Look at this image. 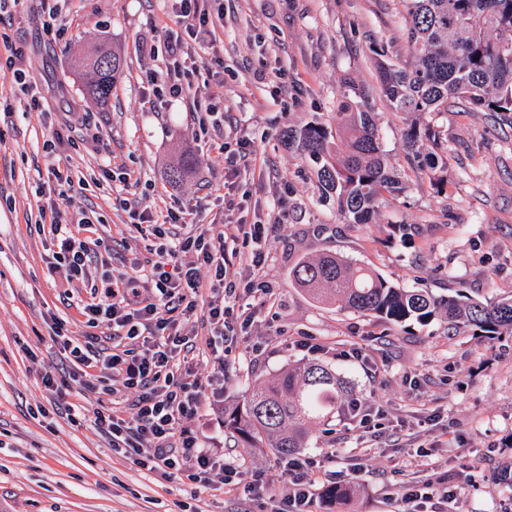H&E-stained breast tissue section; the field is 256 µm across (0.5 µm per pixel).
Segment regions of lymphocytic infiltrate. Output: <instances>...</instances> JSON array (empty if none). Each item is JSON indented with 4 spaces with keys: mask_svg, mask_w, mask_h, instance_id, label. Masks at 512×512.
<instances>
[{
    "mask_svg": "<svg viewBox=\"0 0 512 512\" xmlns=\"http://www.w3.org/2000/svg\"><path fill=\"white\" fill-rule=\"evenodd\" d=\"M180 32L166 41V74L155 88L156 98H185L192 93L197 65L193 46H206L224 15L216 0H171ZM131 224L141 237L159 240L150 257L132 259L112 268V249L102 239L75 233L73 224L88 225L81 215L68 219L58 203L41 208L55 246L49 274L91 282L89 300L80 302L86 332L70 334L63 321L50 318L52 342L68 354L69 373L55 369L40 373L54 398L52 407H38L48 418L64 410L71 425H89L105 437L113 455L138 470L200 492L245 490L264 502L262 512H315V477L323 468L317 455L298 454L280 459V493L267 491L262 478L244 480L239 466L223 452L206 445L191 428L204 410L205 399L224 401V356L252 323L255 306L274 307L273 288L258 282L265 261L263 246L270 225L241 224L225 235L213 224H200L187 212L170 211L162 221L152 212L130 208ZM244 256L236 278L227 276L228 255ZM206 308L207 334L193 348L187 318L197 305ZM107 329L111 348L100 345L99 329ZM213 366L201 377L194 357ZM131 394L129 409L100 407L87 410L83 397L92 394Z\"/></svg>",
    "mask_w": 512,
    "mask_h": 512,
    "instance_id": "f902f5d3",
    "label": "lymphocytic infiltrate"
}]
</instances>
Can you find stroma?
Wrapping results in <instances>:
<instances>
[{
  "label": "stroma",
  "instance_id": "1",
  "mask_svg": "<svg viewBox=\"0 0 512 512\" xmlns=\"http://www.w3.org/2000/svg\"><path fill=\"white\" fill-rule=\"evenodd\" d=\"M224 25L197 80L193 98L152 105L150 76H163L166 34L175 24L165 0H64L68 23L47 36L40 0H27L6 32L24 53L25 83L0 72V512H177L184 492L113 456L91 427L55 429L32 418L48 404L44 366L62 363L49 340L48 315L74 334L85 329L78 300L86 284L62 292L46 269L49 234L37 231L39 209L60 191L46 175L47 142L62 138L59 156L82 186L70 190L71 211L86 212L90 230L128 258L148 255L130 229L124 200L166 213L191 209L204 224L270 222L260 278L274 289L275 309L256 308L250 328L224 366V402L249 384L275 378L306 361L295 342L321 345L318 358L354 385L355 399L383 412L364 457L351 418L337 415L318 453L348 470L357 495L337 506L324 496L330 476L316 477L318 512H399L403 482L447 474L460 490L457 512H512V336L484 339L452 333L442 319L407 326L341 311L288 281L305 255L337 253L368 265L402 288L479 298L512 293V126L462 101L434 116L448 138L442 187L409 170L402 150L403 118L377 92L378 52L405 51L401 0H223ZM125 61L107 107L83 98L72 58L97 42ZM369 87L368 104L404 193H382L370 224H347L322 201L314 166L288 150L283 137L314 118L335 124L343 79ZM224 114L227 141L251 138L237 176L211 150L199 121L205 105ZM79 113L84 128L69 126ZM196 158L192 173L169 182L177 155ZM130 171L141 187L103 178V167ZM239 207L227 210L225 180ZM364 349L379 370L368 376L344 358ZM212 446L236 458L245 478L262 474L280 490L277 456L238 442L224 427L223 407L206 409L193 425ZM429 449L426 457L418 449ZM360 471H353V464Z\"/></svg>",
  "mask_w": 512,
  "mask_h": 512
}]
</instances>
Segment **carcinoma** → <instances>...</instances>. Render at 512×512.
<instances>
[{"label": "carcinoma", "mask_w": 512, "mask_h": 512, "mask_svg": "<svg viewBox=\"0 0 512 512\" xmlns=\"http://www.w3.org/2000/svg\"><path fill=\"white\" fill-rule=\"evenodd\" d=\"M409 59L376 64L379 95L409 121L403 134L407 164L420 172L445 166L448 141L431 115L463 100L479 112H493L512 124V0H403ZM120 55L101 44L73 60L75 72L91 78L82 94L106 105L123 73ZM369 90L350 79L336 97V129L315 120L288 130V148L319 164L322 196L336 200L346 224H368L382 192L404 189L383 149ZM291 284L317 301L393 325L446 317L474 336L512 335V295L485 301L467 295L436 296L422 288H400L369 267L339 254L303 258L291 269ZM352 391L321 361L285 368L271 383L247 388L224 408V426L251 448L277 455L308 447L313 430L329 425Z\"/></svg>", "instance_id": "cac0c4a2"}]
</instances>
